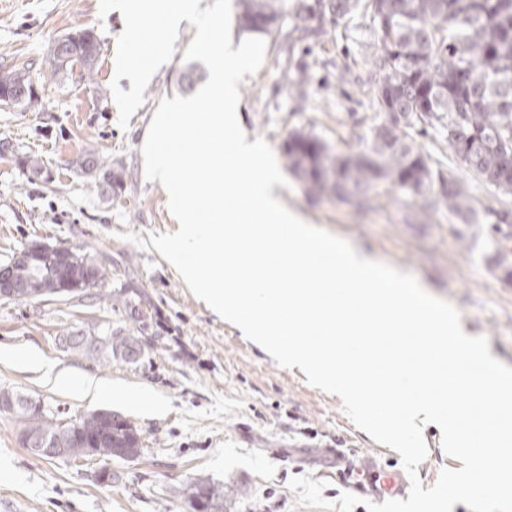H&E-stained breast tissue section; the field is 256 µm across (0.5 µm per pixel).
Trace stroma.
Segmentation results:
<instances>
[{"label": "stroma", "instance_id": "1", "mask_svg": "<svg viewBox=\"0 0 512 512\" xmlns=\"http://www.w3.org/2000/svg\"><path fill=\"white\" fill-rule=\"evenodd\" d=\"M328 0H286L281 34L266 44L265 60L239 85L244 127L269 143L288 185L282 196L310 224L404 269L460 313L467 335L483 336L498 360L512 367V279L495 271L491 232L498 216H512V195H501L452 153L436 130L417 142L434 173L460 184L474 199L476 216L462 220L445 203L422 208L418 196L376 183L365 208L330 192H311L287 171L291 134L325 140L331 152L365 150L379 107L374 87L379 52L371 16L357 8L335 18ZM99 0H0V71L28 66L39 78L37 109L0 108V264L33 243L63 245L104 257L105 287L69 296L0 298V392L20 393L60 422L109 410L141 435L139 457L110 463L72 462L33 455L21 442L27 422L19 411H0V512H191L178 491L206 476L228 491L224 512H311L297 504L289 482L309 476L326 484L322 495L349 492L361 502L383 503L368 474L397 475L409 486L399 453L376 443L345 415L336 395L307 383L303 373L273 358L224 323L195 297L150 244L154 234L177 231L166 190L146 179L142 148L162 98L193 95L209 73L184 52L196 29L179 27L175 53L153 76L129 121L118 126L108 90L116 79L119 11L98 16ZM87 29L99 47L93 80L45 74L43 59L62 36ZM94 158L92 179L71 165ZM38 158L33 174L27 157ZM118 333L135 337L139 355L83 354L75 336ZM40 352L32 369L21 359ZM75 371L101 379L111 396L96 398L54 386L50 377ZM428 453L418 466L423 487L441 469H460L441 432H423ZM111 484L98 482L102 466Z\"/></svg>", "mask_w": 512, "mask_h": 512}]
</instances>
